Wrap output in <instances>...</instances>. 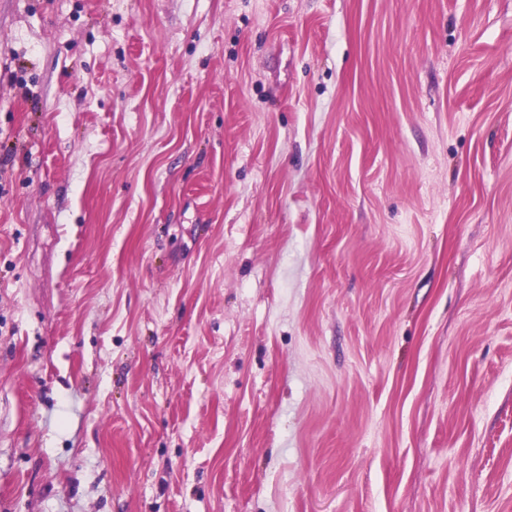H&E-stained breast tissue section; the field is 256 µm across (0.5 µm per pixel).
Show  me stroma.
I'll use <instances>...</instances> for the list:
<instances>
[{
	"mask_svg": "<svg viewBox=\"0 0 512 512\" xmlns=\"http://www.w3.org/2000/svg\"><path fill=\"white\" fill-rule=\"evenodd\" d=\"M0 512H512V0H0Z\"/></svg>",
	"mask_w": 512,
	"mask_h": 512,
	"instance_id": "1",
	"label": "stroma"
}]
</instances>
